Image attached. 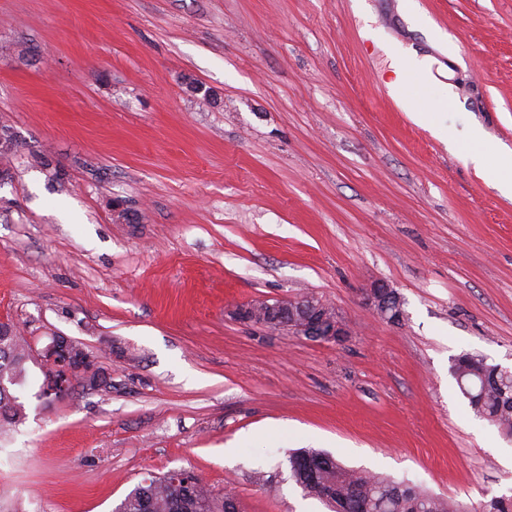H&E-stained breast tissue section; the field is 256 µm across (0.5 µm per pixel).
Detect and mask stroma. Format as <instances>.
I'll return each instance as SVG.
<instances>
[{
  "label": "stroma",
  "mask_w": 512,
  "mask_h": 512,
  "mask_svg": "<svg viewBox=\"0 0 512 512\" xmlns=\"http://www.w3.org/2000/svg\"><path fill=\"white\" fill-rule=\"evenodd\" d=\"M380 29L452 97L416 123ZM0 321L74 338L109 387L0 432V512H113L194 471L242 512H329L288 455L476 506L512 442L452 376L512 369V0H0ZM61 170L50 178L39 156ZM387 283L390 324L364 301ZM312 295L341 344L233 319Z\"/></svg>",
  "instance_id": "obj_1"
}]
</instances>
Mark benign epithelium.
Segmentation results:
<instances>
[{
    "mask_svg": "<svg viewBox=\"0 0 512 512\" xmlns=\"http://www.w3.org/2000/svg\"><path fill=\"white\" fill-rule=\"evenodd\" d=\"M365 300L380 318L388 322L398 321L399 296L388 285H373L367 291ZM232 316L240 322L262 328L275 324L320 343L343 342L350 334L335 308L314 296L306 297L292 310L288 309L286 299H261L236 308ZM26 340L31 356L45 374V393L57 399L66 398L77 376L89 377L95 372L98 373L97 379L84 382V388L95 390L110 383V374L98 371L95 353L85 348L82 342L54 335L48 344L39 348L36 337L28 336Z\"/></svg>",
    "mask_w": 512,
    "mask_h": 512,
    "instance_id": "7a95c632",
    "label": "benign epithelium"
}]
</instances>
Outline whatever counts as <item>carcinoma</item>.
Instances as JSON below:
<instances>
[{
  "mask_svg": "<svg viewBox=\"0 0 512 512\" xmlns=\"http://www.w3.org/2000/svg\"><path fill=\"white\" fill-rule=\"evenodd\" d=\"M17 140L8 125L0 124V155L14 152ZM0 323V427L25 421L24 404L14 391L28 379L33 362L22 338L9 334ZM458 388L472 410L512 440V371L488 367L484 359L464 354L454 360ZM291 479L306 497L324 502L332 512H512V499L495 498L477 507L444 498L392 478L349 468L333 456L300 449L288 456ZM191 483L183 487L179 512H226L231 491L218 494L192 471ZM168 476L146 479L119 504V512H173Z\"/></svg>",
  "mask_w": 512,
  "mask_h": 512,
  "instance_id": "carcinoma-1",
  "label": "carcinoma"
}]
</instances>
